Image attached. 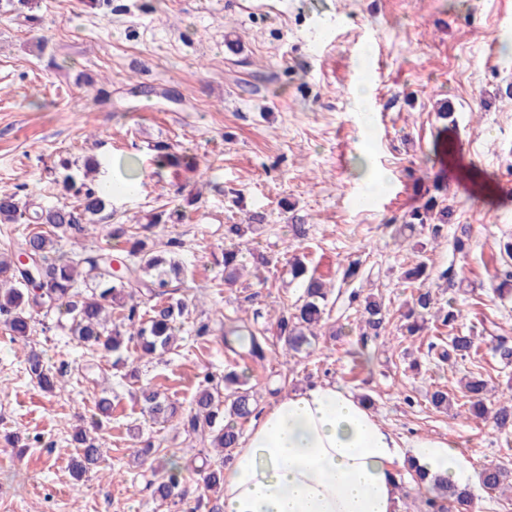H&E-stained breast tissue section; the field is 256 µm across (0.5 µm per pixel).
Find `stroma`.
I'll return each mask as SVG.
<instances>
[{"mask_svg":"<svg viewBox=\"0 0 512 512\" xmlns=\"http://www.w3.org/2000/svg\"><path fill=\"white\" fill-rule=\"evenodd\" d=\"M361 92L365 114L352 107ZM160 142L196 154L199 170L158 169ZM128 156L141 172L132 192L117 187ZM89 157L114 190L106 223L91 226L85 244L102 242L116 222L176 240L189 327L294 304L301 290L283 267L296 253L331 279L358 258L364 275L329 298L328 323L346 336L320 337L288 366L251 363L226 351L221 334L188 328L164 359L129 358L130 379L83 352L58 314L38 317L26 341L0 326V433L20 438L0 445V512H175L152 497L131 434L176 450L191 499L217 454L179 421L153 423L135 393L147 384L186 407L204 373L235 367L247 369L260 407L330 381L370 395L372 412L399 436L447 438L474 469L512 472V433L459 413L470 372L488 381V408L512 395V366L494 354L499 340L512 344V299L494 294L491 260L512 235V0H30L20 11L0 0V191L37 206L64 202L50 168L66 158L78 177ZM372 170L385 183L370 194ZM435 181L449 187L440 240L422 253L396 244L395 225ZM196 190L202 198L180 223L147 224V214ZM254 212L265 221L249 248L275 263L265 282L225 287L215 262L224 227ZM297 219L308 227L301 242L289 231ZM462 236L464 255L455 249ZM421 259L441 299L461 310L459 329L480 325L476 361L429 357L444 327L409 338L391 325L361 341L350 292L382 296L398 312L412 291L401 274ZM33 351L66 369L64 392L31 380ZM437 385L451 408L428 403ZM102 397L112 402L102 462L77 480L70 436Z\"/></svg>","mask_w":512,"mask_h":512,"instance_id":"stroma-1","label":"stroma"}]
</instances>
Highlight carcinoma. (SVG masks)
Returning a JSON list of instances; mask_svg holds the SVG:
<instances>
[{
  "label": "carcinoma",
  "mask_w": 512,
  "mask_h": 512,
  "mask_svg": "<svg viewBox=\"0 0 512 512\" xmlns=\"http://www.w3.org/2000/svg\"><path fill=\"white\" fill-rule=\"evenodd\" d=\"M158 168H196L195 159L179 154L168 144L154 148ZM92 164H87L80 181L63 176L62 184L74 201L51 207L29 210L15 192H0V224H24L21 234L9 241V247L0 252V322L11 335L26 338L34 331V315L57 312L65 319V328L77 344L104 357L112 356V365L125 364L124 352L134 348L140 358H162L177 348V336L182 331L188 310L187 298L177 295L175 283L183 281V266L174 255L157 243L140 236L127 224H113L105 242L85 247L79 252L61 251V242L86 231V225L97 224L111 206L112 186L103 185L93 176ZM435 193L410 214V220L398 225L395 240L412 244L423 252L426 243L413 241L412 232L420 226L429 232L430 240H437L442 226L448 223V205L440 198L447 188L434 185ZM264 216L253 213L245 224L224 225V245L221 264L224 266V284L234 285L252 267L251 275L263 280L262 270L271 260L263 255L253 257L246 265L243 247L249 236L258 230ZM502 269L501 281L494 292L501 299L512 295V240L499 246ZM290 281L299 282L302 294L291 307H283L268 315L269 326L256 328L240 319H226L220 328L224 347L254 363H265L277 357L276 345L269 343L268 333L283 342V356L299 353L318 339L317 330L327 315L331 288L324 276L308 266L305 257L296 255L288 262ZM403 279L418 283L411 300L400 311L401 335H420L431 319L451 327L460 318V310L453 304L443 309L437 306V296L426 286L430 279L428 264L416 263L403 272ZM118 311L112 317V311ZM389 310L377 295L367 296L360 303V335H382L386 329ZM437 349L438 360L465 361L475 358L480 341L472 333L460 332L430 344ZM29 377L45 392L57 394L65 389L64 375H55L43 363L41 356L31 353L26 358ZM488 382L482 374H473L464 384L466 412L476 418L492 414L497 430L512 429V399L494 410L486 406ZM428 402L436 409H446L452 399L448 390L437 387L427 394ZM137 399L150 417L161 423L179 418L189 434L210 438V445L222 449L224 455L216 465L204 471V492H217L223 487L224 466L230 462L238 447L237 422L257 413V405L247 388L245 372L229 371L224 379L214 381L204 376L191 406L180 412L176 402L161 396L150 386L138 390ZM112 403L102 397L95 406L90 426H80L71 435V445L79 449L74 459L73 474L80 478L95 468L101 458L99 437L104 422L110 419ZM142 461L155 458L151 467L153 496L163 502L174 496L180 483L177 461L169 457L166 448L149 446L137 450ZM484 487L495 490L509 478L508 470L489 464L479 472ZM434 494L421 500L420 512H473L469 491L442 479L431 481Z\"/></svg>",
  "instance_id": "cac0c4a2"
}]
</instances>
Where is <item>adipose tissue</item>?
<instances>
[{
	"instance_id": "ef3b65f1",
	"label": "adipose tissue",
	"mask_w": 512,
	"mask_h": 512,
	"mask_svg": "<svg viewBox=\"0 0 512 512\" xmlns=\"http://www.w3.org/2000/svg\"><path fill=\"white\" fill-rule=\"evenodd\" d=\"M408 461L459 485L473 473L454 442L404 441L347 390L313 383L256 416L224 469V512H399Z\"/></svg>"
}]
</instances>
